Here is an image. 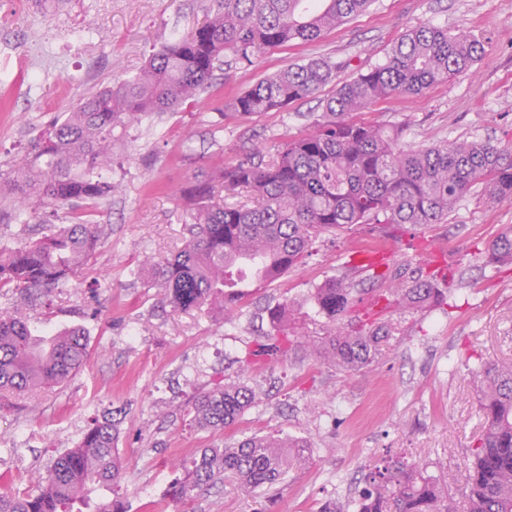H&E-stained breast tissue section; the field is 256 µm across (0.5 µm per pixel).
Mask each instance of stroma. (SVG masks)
Masks as SVG:
<instances>
[{"label": "stroma", "mask_w": 512, "mask_h": 512, "mask_svg": "<svg viewBox=\"0 0 512 512\" xmlns=\"http://www.w3.org/2000/svg\"><path fill=\"white\" fill-rule=\"evenodd\" d=\"M209 0H0V182L31 152L49 123L103 88L137 75L153 52L202 23ZM464 29L484 43L481 60L418 95L381 100L359 120L402 130V144L433 146L459 138L512 139V0H374L363 14L318 40L267 51L244 69L215 71L211 86L153 121L129 124L112 141L104 176L115 184L95 219L102 240L89 268L53 289L28 313L36 334L65 325L89 336L86 363L53 390L0 398V472L16 492L74 447L93 417L118 412L123 462L118 494L126 512H338L357 496L370 466L385 456L425 459L463 499L469 450L483 430L480 363L512 359V265L489 266L478 251L512 228V199L487 205L474 188L444 224L398 238L360 224L329 234L280 279L253 288L232 313L176 311L161 300L153 263L186 236L185 188L246 153L275 157L306 134L322 101L385 60L407 30ZM328 57L334 82L283 112L240 117L228 105L266 75ZM16 195L0 194V247L38 238L20 223ZM443 270L444 304L393 313L394 330L372 365L344 373L312 356L265 362L249 375L266 393L220 433L197 430L187 402L198 389L242 377L239 360L270 334L266 305L291 302L311 338L330 325L314 288L350 276L374 298L397 279ZM254 433L303 437L309 464L275 488L243 489L225 479L193 505L171 496L184 465L208 446Z\"/></svg>", "instance_id": "35a3bbf8"}]
</instances>
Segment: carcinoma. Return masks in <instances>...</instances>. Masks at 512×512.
<instances>
[{
    "label": "carcinoma",
    "instance_id": "obj_1",
    "mask_svg": "<svg viewBox=\"0 0 512 512\" xmlns=\"http://www.w3.org/2000/svg\"><path fill=\"white\" fill-rule=\"evenodd\" d=\"M370 2L211 0L206 21L190 35L154 52L138 75L83 99L43 132L33 157L16 166L8 181L9 189L22 195V211L29 216L49 206L67 215L66 223L51 225L44 237L0 250V289L13 288L37 301L91 259L101 242V226L93 220L96 205L115 190L102 170L112 165L116 129L208 89L223 65L246 67L260 51L313 41ZM483 53V43L473 34L435 25L413 29L397 39L385 62L324 100L313 129L284 143L274 160L250 154L216 171L224 189L249 192L255 205L216 206L210 182L192 185L185 193L184 245L153 265L165 301L179 311L233 312L251 295L243 281L256 259L261 280L273 282L301 263L324 234L356 224H385L389 237L408 226L440 224L477 185L490 205L512 198L511 139H458L415 148L401 145L397 127L350 118L393 95L419 94L473 67ZM339 66L316 58L288 67L236 95L231 109L241 117L284 110L316 94ZM484 260L512 263V229L492 241ZM312 299L332 323L330 334L308 339L290 328L291 304L269 306L268 319L278 335L246 353L243 372L254 371L270 350L286 358L305 347L344 372L372 362L392 324L361 320L344 331L341 323L358 312L360 297L342 279L326 281L314 289ZM443 299L434 277L420 275L389 289L387 307L413 310ZM87 356L82 327L40 336L21 311H0L1 393L63 384ZM475 382L482 391L485 430L470 448L463 512H512V362L481 365ZM260 399L259 387L245 380L220 381L192 398L191 423L199 430L222 431ZM118 436L116 420L93 421L81 440L55 459L36 492H0V512H73L76 503L94 512H122L118 501L107 497L122 479ZM310 458L307 440L268 435L247 437L229 448H202L172 492L191 505L227 475L249 489L272 487ZM349 506L353 512H452L439 476L402 458L380 459Z\"/></svg>",
    "mask_w": 512,
    "mask_h": 512
}]
</instances>
